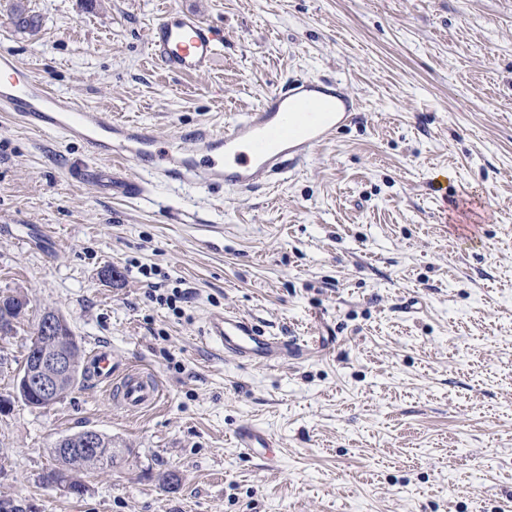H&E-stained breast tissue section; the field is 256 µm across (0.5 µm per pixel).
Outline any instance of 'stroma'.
<instances>
[{"mask_svg":"<svg viewBox=\"0 0 512 512\" xmlns=\"http://www.w3.org/2000/svg\"><path fill=\"white\" fill-rule=\"evenodd\" d=\"M0 0V49L25 71L159 139L209 132L299 77L335 78L346 126L276 180L171 185L127 161L142 194L89 176L84 146L0 112V291L23 294L0 336V499L24 512H512V0ZM180 7L224 30L207 72L152 58ZM465 202L441 220L445 198ZM183 283L182 315L131 260ZM232 308L307 355L247 363L203 331ZM83 356L152 374L129 414L87 377L32 407L14 379L47 311ZM270 434L276 462L237 448ZM124 448L47 483L53 444L84 429ZM233 438L238 448H245L251 453H255L260 449V453L270 460H273L276 457L275 441L257 428H240L234 432ZM58 458L62 463V468L59 470L65 469V470L69 471L70 473L74 474L73 475L74 482L70 488V484H71L70 478L67 476L63 477V478L62 477L57 478L55 473H52L49 476V481L54 483L56 486L62 488L64 491H68V492L71 491V492H69L70 494H74V495H78V496L83 495L84 491H85V485L82 483V481L80 479V473L85 467H87L89 465H85L82 468L75 470L74 468L68 467L69 465H73L74 458H70L66 455L58 456Z\"/></svg>","mask_w":512,"mask_h":512,"instance_id":"obj_1","label":"stroma"}]
</instances>
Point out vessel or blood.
<instances>
[{"instance_id": "obj_1", "label": "vessel or blood", "mask_w": 512, "mask_h": 512, "mask_svg": "<svg viewBox=\"0 0 512 512\" xmlns=\"http://www.w3.org/2000/svg\"><path fill=\"white\" fill-rule=\"evenodd\" d=\"M223 43V32L178 8L164 12L149 39L151 54L183 75L208 71ZM354 106L352 97L336 81L296 79L265 93L255 110L226 123L222 131L211 135L186 132L183 139L193 142L194 148L184 154L180 141L161 142L149 126L81 105L22 71L10 55L0 53V111L11 113L30 128L53 129L79 140L93 158L109 163L107 169L96 172L97 183L130 194L141 192V185L113 176L110 166L134 158L146 161L153 177L167 183L181 184L194 176L206 188H249L259 176L283 174L315 144L331 140L349 120ZM206 335L226 352L254 363L275 362L286 350L296 356L307 351L306 345H290L257 331L247 317L231 311L214 314ZM89 373L112 382L126 411L152 406L158 400L152 379L134 373L114 376L111 348L94 350ZM233 438L248 452L258 451L270 459L276 456L275 441L257 428L238 429Z\"/></svg>"}]
</instances>
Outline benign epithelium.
<instances>
[{
  "mask_svg": "<svg viewBox=\"0 0 512 512\" xmlns=\"http://www.w3.org/2000/svg\"><path fill=\"white\" fill-rule=\"evenodd\" d=\"M65 326V319L53 311H46L40 317V342L33 348L25 371L14 385L16 397L33 407H48L62 398L76 375L79 344L74 337L64 335ZM67 448L79 449L86 464L98 462L103 454H114L112 438L95 429L58 439L54 453Z\"/></svg>",
  "mask_w": 512,
  "mask_h": 512,
  "instance_id": "1",
  "label": "benign epithelium"
}]
</instances>
